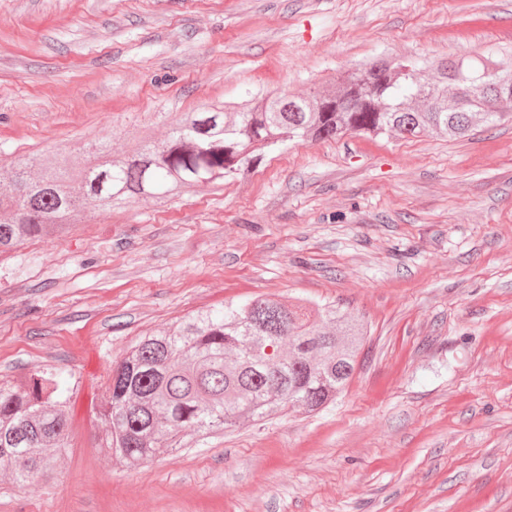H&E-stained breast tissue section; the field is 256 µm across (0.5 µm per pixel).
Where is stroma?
I'll return each instance as SVG.
<instances>
[{
  "instance_id": "stroma-1",
  "label": "stroma",
  "mask_w": 512,
  "mask_h": 512,
  "mask_svg": "<svg viewBox=\"0 0 512 512\" xmlns=\"http://www.w3.org/2000/svg\"><path fill=\"white\" fill-rule=\"evenodd\" d=\"M512 69V0H0V159L163 137L201 105L303 94L378 56ZM368 325L335 404L138 465L95 408L143 334L226 301ZM80 388L52 478L0 512H512V122L463 140H294L166 206L0 254V379Z\"/></svg>"
}]
</instances>
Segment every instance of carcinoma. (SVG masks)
<instances>
[{
    "label": "carcinoma",
    "mask_w": 512,
    "mask_h": 512,
    "mask_svg": "<svg viewBox=\"0 0 512 512\" xmlns=\"http://www.w3.org/2000/svg\"><path fill=\"white\" fill-rule=\"evenodd\" d=\"M494 70L504 81L468 91L463 80ZM512 70L488 58L437 63L378 59L341 76L334 90L280 91L238 109L207 104L167 136L143 135L120 156L101 147L83 165L62 151L0 170V252L28 240L63 237L80 213L174 196L245 175L266 149L295 139L347 133L469 136L512 121ZM365 323L338 307L268 297L198 311L141 338L112 368L96 410L101 447L133 464L204 441L246 419L336 400L356 364ZM73 386L54 368L0 381V468L24 486L49 476L70 448Z\"/></svg>",
    "instance_id": "carcinoma-1"
}]
</instances>
